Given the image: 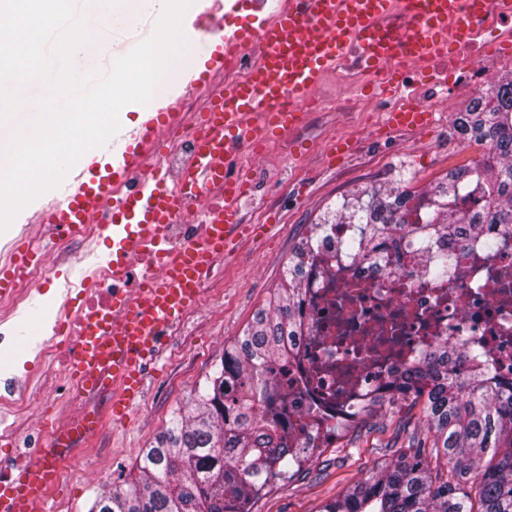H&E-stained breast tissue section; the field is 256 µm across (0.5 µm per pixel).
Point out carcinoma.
<instances>
[{"mask_svg":"<svg viewBox=\"0 0 512 512\" xmlns=\"http://www.w3.org/2000/svg\"><path fill=\"white\" fill-rule=\"evenodd\" d=\"M454 131L485 148L482 159L454 169L424 191L417 221L433 226L452 245L482 224H512V73L458 113ZM409 189L372 188L344 202L324 223L363 224L370 238L388 237L406 223ZM455 255L431 258L429 275L442 284ZM300 294L291 279L274 311L260 310L224 349L220 363L198 388L191 407L172 413L165 431L140 451L138 476L107 488L89 512H224V491L246 497L247 479L224 488V471H284L288 435L268 426L256 405L271 399L272 366L287 354L288 324ZM448 365V348L425 355L402 393L425 399L423 421L430 446L412 443L393 451L353 487L319 512H512V383L487 375L471 338L462 336Z\"/></svg>","mask_w":512,"mask_h":512,"instance_id":"1","label":"carcinoma"}]
</instances>
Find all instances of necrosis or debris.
I'll list each match as a JSON object with an SVG mask.
<instances>
[{"mask_svg":"<svg viewBox=\"0 0 512 512\" xmlns=\"http://www.w3.org/2000/svg\"><path fill=\"white\" fill-rule=\"evenodd\" d=\"M512 32V15L493 16L479 36L455 43L448 54L426 64L425 79L411 83L412 102L431 110L435 99L448 89L471 95L477 78L488 72L495 45ZM186 122L168 131L170 149L159 157L167 170L179 169L194 148L193 120L199 112L196 96H185ZM206 219L204 207L191 208L187 218L169 225L165 238L140 261L130 262L124 279L139 288L159 271L161 258L197 236ZM105 221H95L59 238V249L85 241L77 279H58L56 259H45L24 270L14 291L0 300V345L6 340L1 327L27 317L34 291L57 283L62 302L104 310L112 307L114 289L111 261L97 249ZM495 249L484 236L470 235L456 249V264L448 283H433L429 258L443 248L416 224H401L390 237L374 243L367 258L355 257L345 246L360 237L355 224H326L308 233L300 265L301 292L292 318L293 334L286 357L274 367L273 383L279 399L275 426L288 435L290 475L301 474L326 448L336 445V429L374 394L389 391L410 369L443 340L472 337L489 373L512 380V225L493 227ZM78 325L63 336L43 337L35 346L45 366L70 370L71 337ZM46 387L21 388L0 400V441H16L18 425L33 406H45ZM65 395L72 413L49 428L48 458L83 453L91 439V422L107 413L106 388L88 389L69 378Z\"/></svg>","mask_w":512,"mask_h":512,"instance_id":"necrosis-or-debris-1","label":"necrosis or debris"}]
</instances>
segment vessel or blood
Masks as SVG:
<instances>
[{"instance_id": "obj_1", "label": "vessel or blood", "mask_w": 512, "mask_h": 512, "mask_svg": "<svg viewBox=\"0 0 512 512\" xmlns=\"http://www.w3.org/2000/svg\"><path fill=\"white\" fill-rule=\"evenodd\" d=\"M395 10L416 24L415 32H380V21ZM493 12L511 14L512 0H278L262 27L238 29L207 60V71H220L255 42L267 46L248 76L226 86L223 97L210 104L190 162L176 178L177 194L167 191L168 174L154 159L162 129L183 119L176 100L135 131L112 139L99 160L50 190L41 223L70 230L111 207L116 255L124 260L158 243L183 203L209 209L199 238L177 250L135 294L117 293L111 315L76 312L84 336L74 344L73 370L89 379L111 367L113 419H126L141 397L163 351V328L179 323L201 302L202 285L218 257L230 254L247 229L242 204L249 188L231 172L242 149L270 144L284 127L298 123L300 102L343 62L351 46L364 47V66L372 72L397 59L421 63L446 53L451 39L477 36L480 22ZM432 121V113L414 111L406 101L387 118L389 127L410 130ZM135 173L141 176L139 189L123 192ZM61 476L57 461L40 454L19 473L0 474V512H47Z\"/></svg>"}]
</instances>
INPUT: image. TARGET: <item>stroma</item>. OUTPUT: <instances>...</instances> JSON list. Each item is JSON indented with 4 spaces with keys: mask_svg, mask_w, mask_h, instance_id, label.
Segmentation results:
<instances>
[{
    "mask_svg": "<svg viewBox=\"0 0 512 512\" xmlns=\"http://www.w3.org/2000/svg\"><path fill=\"white\" fill-rule=\"evenodd\" d=\"M469 103V97L446 94L435 103L431 129L380 139L372 134L382 118L378 100L367 94L360 111L325 113L327 126L317 143L294 145L288 155L273 144L264 157L254 159L258 182L243 204V215L246 223L266 225L265 236H240L234 251L218 261L202 306L172 332L131 416L121 423L106 422L86 454L69 458L52 495V512H89L105 487L132 471L141 449L155 441L175 410L187 406L225 347L241 336L257 311L273 303L288 264L301 257L302 231H314L340 197H353L369 184L405 183L410 190H426L448 171L481 160L483 147L464 145L452 129L456 113ZM338 140L350 141L353 149L334 159L329 148ZM46 202V196H39L19 212L0 233V249L19 236L38 252H53L55 235L33 221ZM36 340L26 325H18L17 353L10 368L0 372V396L9 395L28 377L51 378L57 387H65L64 376L36 362ZM420 415L417 406L396 414L380 410L339 432L335 447L326 449L304 476L272 481L256 497L255 512H318L323 502L390 460L392 445L426 436Z\"/></svg>",
    "mask_w": 512,
    "mask_h": 512,
    "instance_id": "35a3bbf8",
    "label": "stroma"
}]
</instances>
